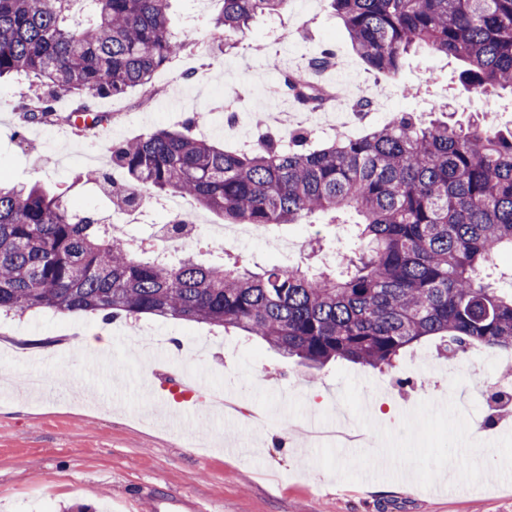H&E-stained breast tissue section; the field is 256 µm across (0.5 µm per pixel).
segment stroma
Masks as SVG:
<instances>
[{
	"instance_id": "35a3bbf8",
	"label": "stroma",
	"mask_w": 512,
	"mask_h": 512,
	"mask_svg": "<svg viewBox=\"0 0 512 512\" xmlns=\"http://www.w3.org/2000/svg\"><path fill=\"white\" fill-rule=\"evenodd\" d=\"M220 10L219 0L200 7L195 0H171L170 27L185 44L183 54L155 73L149 89L96 100V111L114 115L99 128L21 127L19 109L39 89L24 78L1 79L0 183L65 189L71 204L108 218L115 203L103 184L73 182L86 166V147L108 172L112 142L177 128L191 117L195 136L233 147L227 111L244 113L251 133L258 114L298 111L291 97L270 91L281 87L283 70L327 47L345 64L318 77L339 94L313 113L326 126L321 140L343 135L342 114L364 96L375 106L361 117L362 132L402 112L430 114L442 99L452 120L475 114L512 127V94L467 91L459 62L429 49L407 55L396 76L371 73L353 53L330 0H289L283 10L256 15L223 54L210 44ZM188 70L194 79L185 78ZM270 234L300 241L302 252L287 260L305 267L352 255L357 247L355 238L339 239L327 215L274 226ZM150 333L166 338L169 361L205 372L209 388L236 381L245 408L263 418V427L233 416L160 422L166 406L153 398L145 362L129 342ZM508 366L511 352L475 347L470 358L452 360L433 338L401 351L388 369L342 360L315 369L260 339L206 323L158 316L105 322L45 311L0 316V512H68L76 505L122 512L127 493L145 483L211 502L220 512H512V483L491 471L484 484L465 490L449 488L444 476L430 488L409 479L340 480L316 464L315 447L303 444L297 430L314 412L335 419L343 388L335 373L343 369L360 380L365 407L390 429L421 400L466 391L470 433L490 442L512 433V419L490 417L493 394L512 393Z\"/></svg>"
}]
</instances>
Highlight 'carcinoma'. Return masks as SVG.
<instances>
[{"instance_id":"carcinoma-1","label":"carcinoma","mask_w":512,"mask_h":512,"mask_svg":"<svg viewBox=\"0 0 512 512\" xmlns=\"http://www.w3.org/2000/svg\"><path fill=\"white\" fill-rule=\"evenodd\" d=\"M210 32L223 50L253 15L288 0H221ZM353 51L376 75L399 72L418 47L465 64L469 91L512 93V0H331ZM170 0H0V77L37 80L43 92L22 122L109 120L89 102L150 84L184 49L170 30ZM324 49L308 62L327 70ZM285 83L311 108L331 93L297 74ZM112 168L141 207L155 196L194 198L232 224H302L354 215L358 253L336 270L250 266L167 256L117 225L70 210L66 191L0 186V314L50 310L104 320L172 317L237 329L320 368L337 359L382 368L437 337L451 350L512 349V291L479 269L512 250V129L476 118L427 125L404 112L360 137L311 145L296 129L226 149L188 131L158 129L112 144Z\"/></svg>"}]
</instances>
